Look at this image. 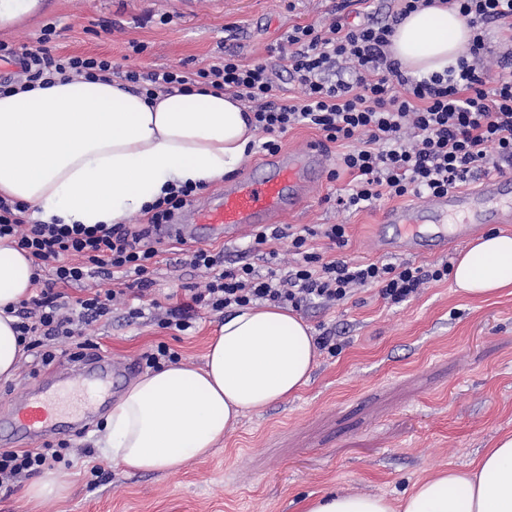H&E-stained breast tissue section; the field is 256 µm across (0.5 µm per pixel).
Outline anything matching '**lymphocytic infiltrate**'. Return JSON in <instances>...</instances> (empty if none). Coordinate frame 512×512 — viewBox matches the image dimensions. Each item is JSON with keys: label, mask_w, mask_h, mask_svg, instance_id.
Segmentation results:
<instances>
[{"label": "lymphocytic infiltrate", "mask_w": 512, "mask_h": 512, "mask_svg": "<svg viewBox=\"0 0 512 512\" xmlns=\"http://www.w3.org/2000/svg\"><path fill=\"white\" fill-rule=\"evenodd\" d=\"M465 18L474 31L457 68L416 78L391 58L392 24L363 13L360 22L348 21L354 0H338L336 17L327 29L296 26L289 31L288 50L281 60L301 88L295 103L276 101L277 84L267 66L244 63L237 54L193 71L166 68L140 77L134 70L117 72L111 60L93 55L52 53L49 42L55 27H45L37 48H18L0 42V62L15 66L12 77L0 80V95L15 93L18 84L53 83L55 78L96 82L121 74L137 85L139 94L154 101L161 93L194 88L224 91L237 100L254 103L255 128L268 134L263 151L276 153L278 135L304 125L321 132L325 141L350 142L339 157L353 184L337 194L336 205L359 211L381 199L424 197L470 183L477 175L500 173L512 166V66L493 73L482 63L488 24L512 20V0H441ZM349 57L351 71H336V61ZM195 187H170L165 196L146 205V223L45 224L32 217L22 203L0 198V237H13L40 275L38 293L17 310L14 330L25 353L42 366L55 363L54 345L74 338L77 326L108 316L115 303L140 300L154 285L157 225L189 205ZM324 237L336 245L347 242L346 227L325 224L293 233L276 227L258 231L254 246L289 239L295 256L286 273L260 272L252 263L225 267L223 251L184 248V263L203 269L209 280L192 289L189 302L167 309L162 327L179 332L191 328L197 309L223 312L254 302H270L298 311L317 303L346 300L353 286L378 288L394 304L407 301L422 284L446 279L450 262L423 268L408 262L355 264L327 259L312 241ZM98 286L84 297L70 299L69 287L84 280ZM62 450H0V483L28 477L62 462Z\"/></svg>", "instance_id": "lymphocytic-infiltrate-1"}]
</instances>
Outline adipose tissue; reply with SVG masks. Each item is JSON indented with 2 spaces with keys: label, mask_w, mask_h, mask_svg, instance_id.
Masks as SVG:
<instances>
[{
  "label": "adipose tissue",
  "mask_w": 512,
  "mask_h": 512,
  "mask_svg": "<svg viewBox=\"0 0 512 512\" xmlns=\"http://www.w3.org/2000/svg\"><path fill=\"white\" fill-rule=\"evenodd\" d=\"M470 29L441 4L396 28L390 52L416 76L456 65ZM247 112L223 92H176L147 102L117 81H58L0 96V197L30 206L45 224H119L172 186L204 185L238 170L254 140ZM33 266L0 238V380L24 356L6 307L30 297ZM453 283L482 301L512 288V234L477 238L454 262ZM310 326L280 307L237 310L220 325L203 367L170 365L143 375L113 404L102 452L128 472H172L208 457L248 410L304 388L314 366ZM299 512H512V433L468 469L415 482L398 501L332 492Z\"/></svg>",
  "instance_id": "ef3b65f1"
}]
</instances>
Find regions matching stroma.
<instances>
[{
    "mask_svg": "<svg viewBox=\"0 0 512 512\" xmlns=\"http://www.w3.org/2000/svg\"><path fill=\"white\" fill-rule=\"evenodd\" d=\"M336 0H0V41L38 47L53 25L51 49L105 55L121 69H192L236 51L279 75L278 100L300 95L282 72L280 47L296 26H321ZM145 44L133 53L131 42ZM352 176H321L289 225L343 224L348 242L316 239L324 257L361 263L379 259L374 226L385 203L337 210L334 198ZM156 296L185 302L201 272L180 264L177 245L162 242ZM317 349L310 381L283 402L247 412L211 457L171 473H128L104 458L97 442L111 403L145 375L141 354L166 344L184 365L204 363L207 343L224 316L197 310L185 332L132 319L119 307L90 331L98 353L135 362L95 407L82 433H53L69 445L56 467L70 487L66 501L32 500L24 483L0 487V512H298L308 494L370 492L393 498L437 470L467 467L495 438L512 432V293L473 301L452 280L425 283L409 301L392 304L377 288L360 287L330 308L301 310Z\"/></svg>",
    "mask_w": 512,
    "mask_h": 512,
    "instance_id": "1",
    "label": "stroma"
}]
</instances>
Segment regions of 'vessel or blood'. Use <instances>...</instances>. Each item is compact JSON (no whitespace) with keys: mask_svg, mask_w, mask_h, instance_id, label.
Here are the masks:
<instances>
[{"mask_svg":"<svg viewBox=\"0 0 512 512\" xmlns=\"http://www.w3.org/2000/svg\"><path fill=\"white\" fill-rule=\"evenodd\" d=\"M328 161L316 143L270 155L264 171L246 170L225 184L223 194L190 205L179 222L163 226L161 236L195 245L209 238L232 240L259 225L276 223L301 206ZM383 221L399 233L393 239L376 233L372 241L376 251L442 253L483 225L512 222V187L504 177L487 176L472 188L451 189L412 207L389 209ZM124 371V365L102 355L79 365L59 366L55 383L34 384L15 402L7 423L10 436L34 440L59 430L68 416L65 398L110 391Z\"/></svg>","mask_w":512,"mask_h":512,"instance_id":"1","label":"vessel or blood"}]
</instances>
